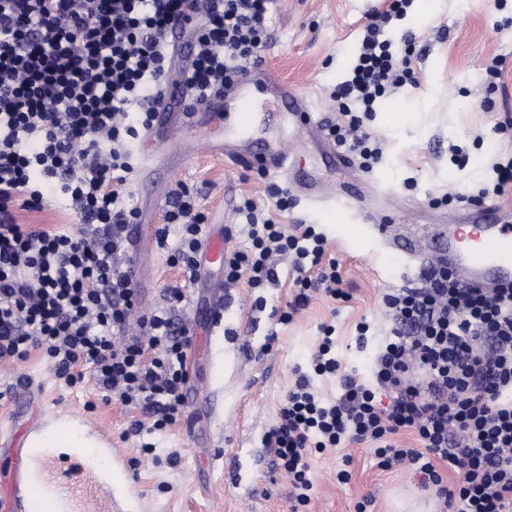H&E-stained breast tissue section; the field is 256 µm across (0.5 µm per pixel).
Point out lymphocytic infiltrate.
Segmentation results:
<instances>
[{
  "label": "lymphocytic infiltrate",
  "mask_w": 512,
  "mask_h": 512,
  "mask_svg": "<svg viewBox=\"0 0 512 512\" xmlns=\"http://www.w3.org/2000/svg\"><path fill=\"white\" fill-rule=\"evenodd\" d=\"M267 3L0 0L1 360L40 353L67 384L92 378L106 400L145 412L152 430L174 422L190 336L176 314L181 288L168 289V307L142 311L124 260L138 218L130 195L136 150L163 100L168 30L202 8L188 71L192 102L202 105L264 45ZM408 5L388 0L367 25L352 77L336 93L345 122L329 133L366 161L379 150L356 111L372 112L410 77L381 37ZM49 192L68 202L70 223H19L17 211L42 209ZM172 198L156 242L166 247L169 225H178L168 263L192 280L206 217L187 185ZM242 211L249 245L225 259V286L272 282L274 256L287 255L295 294L280 323L311 291L349 300L315 226L286 233L249 199ZM383 303L392 328L375 354L372 384L341 374L336 329L322 326L309 371L298 373L266 435L295 505L311 500L310 451L348 441L371 445L381 470H409L454 512H512V286L467 288L435 267L423 287L385 294ZM335 374L340 391L324 399L312 379ZM405 431L413 445L399 442ZM452 472L460 475L454 485Z\"/></svg>",
  "instance_id": "f902f5d3"
}]
</instances>
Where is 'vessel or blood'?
<instances>
[{"instance_id": "1", "label": "vessel or blood", "mask_w": 512, "mask_h": 512, "mask_svg": "<svg viewBox=\"0 0 512 512\" xmlns=\"http://www.w3.org/2000/svg\"><path fill=\"white\" fill-rule=\"evenodd\" d=\"M256 102L246 84H239L233 112L216 114L224 141L249 136ZM268 174L287 176L293 151L281 143L270 148ZM201 247L209 264L223 266L224 237L209 232ZM434 264L453 268L460 282L472 288H499L512 284V221L479 213L469 224L451 225ZM98 452L106 467L95 466L82 452L68 448H31L19 443L7 449L10 467L0 490V512H145L142 498L126 495L129 481L124 453L112 438L96 431Z\"/></svg>"}]
</instances>
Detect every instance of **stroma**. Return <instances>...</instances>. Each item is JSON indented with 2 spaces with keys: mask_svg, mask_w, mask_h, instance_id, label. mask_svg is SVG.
I'll list each match as a JSON object with an SVG mask.
<instances>
[{
  "mask_svg": "<svg viewBox=\"0 0 512 512\" xmlns=\"http://www.w3.org/2000/svg\"><path fill=\"white\" fill-rule=\"evenodd\" d=\"M386 8V0H270L268 42L246 68L261 112L245 149L251 167L196 150L212 127L210 109L201 106L181 147L172 146L169 126L153 125L149 149L155 163L138 160L130 185L143 225L162 224L173 189L193 186L199 209L208 223L221 225L230 250L247 240L240 209L248 198L285 227L317 225L328 239V257L341 266L349 301L317 293L291 323H279L293 285L288 258L275 257L277 280L261 288L243 281L230 289L221 325L207 347L191 345L193 368L176 421L138 436L128 428L141 411L103 400L92 382L68 387L35 355L24 362L2 360L0 439L26 429L45 410L62 418L81 416L107 430L113 447L125 452L147 512H291L289 485L264 436L277 423L298 370L308 369L321 326L336 328L342 373L370 383L374 351L392 327L382 297L423 286L438 225L466 219L479 208L512 210V189L496 193L492 170L512 155V129L499 130L512 122V0H469L463 10L454 0H438L429 16L421 0H411L405 14L385 27L384 38L405 52L412 80L379 98L365 120L364 131L381 149L369 166L343 163L283 113L279 85L284 82L304 96L320 128L340 120L336 89L351 75L370 14ZM495 60L502 76L493 82L486 68ZM397 102L414 115L398 129L383 117ZM278 142L291 143L297 152L284 211L275 207L278 179L255 165L264 146ZM313 179L336 197L351 199L366 228L354 231L337 222L328 203L310 202L304 188ZM461 194L466 202H458ZM375 224L394 225L400 239L425 246V253L406 257L408 278H401L388 247L373 234ZM130 260L139 276L142 309L166 305L167 288L181 286L178 316L201 335L211 318L210 285L223 280V269L209 267L195 281L185 280L154 243L139 247ZM363 320L371 325L364 347L356 332ZM145 442L152 444L151 453L143 452ZM309 464L313 490L304 512H355L365 496L372 499V512L444 508L435 491L422 490L407 470L379 469L365 444L326 449L312 454ZM345 464L352 480L341 485L336 472Z\"/></svg>",
  "mask_w": 512,
  "mask_h": 512,
  "instance_id": "obj_1",
  "label": "stroma"
}]
</instances>
